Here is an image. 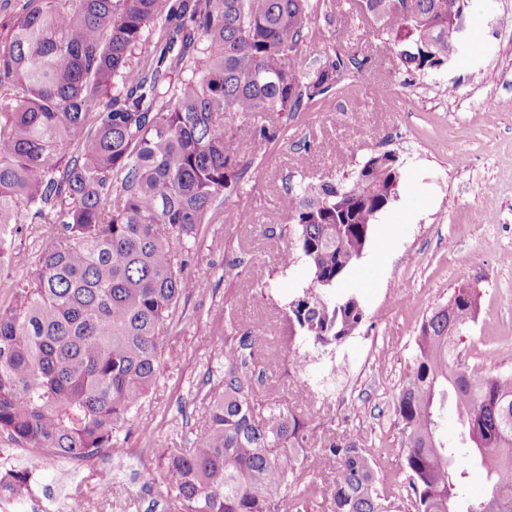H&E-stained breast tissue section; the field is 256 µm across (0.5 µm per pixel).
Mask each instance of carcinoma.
Wrapping results in <instances>:
<instances>
[{
	"mask_svg": "<svg viewBox=\"0 0 512 512\" xmlns=\"http://www.w3.org/2000/svg\"><path fill=\"white\" fill-rule=\"evenodd\" d=\"M393 2L353 9L407 69L444 67L469 0ZM321 13L333 15L332 0H30L0 42V257L24 216L55 217L27 287L0 308V435L79 461L122 447L189 288L177 253L211 222L216 199L239 190L234 144L266 135L262 114L292 118L364 66L332 45L312 75L298 74ZM149 36L153 51L136 59ZM76 140L83 149L70 157ZM401 179L387 151L338 183L288 187L291 226L271 237L284 244L281 270L307 274L287 303L288 343L324 348L358 330L362 305L336 288ZM480 308V293L461 285L432 310L396 395L415 512H512V375L479 373L458 351ZM255 340L231 337L201 426L161 451L158 490L174 512H277L290 500L308 512L316 498L331 512H387L354 438L324 449L337 464L330 484L301 485V452L316 435L255 396ZM449 411L460 448L442 435ZM469 464L487 471L481 499L463 496Z\"/></svg>",
	"mask_w": 512,
	"mask_h": 512,
	"instance_id": "1",
	"label": "carcinoma"
}]
</instances>
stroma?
<instances>
[{
	"label": "stroma",
	"mask_w": 512,
	"mask_h": 512,
	"mask_svg": "<svg viewBox=\"0 0 512 512\" xmlns=\"http://www.w3.org/2000/svg\"><path fill=\"white\" fill-rule=\"evenodd\" d=\"M334 21L317 17L323 39L301 49L297 71L312 74L325 46L364 59L344 86L297 119L273 117L268 136L237 145L247 172L237 195L217 199L211 223L176 260L194 291L179 304L163 372L124 428L126 451L72 471L46 465L26 497L84 498L87 512H170L151 479L158 452L178 446L195 423L205 379L224 375L230 337L256 336V394L307 422L320 438L305 450L301 480L331 482L336 464L323 445L359 437L373 458L391 512H413L394 399L415 353L421 323L454 289L482 292L481 312L459 342L481 370L512 374V0H470L463 50L447 67L406 70L373 19L335 0ZM338 150L323 153L321 142ZM404 161L398 198L373 226L354 272L339 286L356 295L365 319L339 346L289 345L285 305L306 284L304 269L279 274L270 230L288 225L289 176L336 181L369 155ZM250 210L251 223L239 220ZM42 219L27 221L0 272V306L26 284L42 246ZM250 295L248 304L240 296Z\"/></svg>",
	"instance_id": "stroma-1"
}]
</instances>
